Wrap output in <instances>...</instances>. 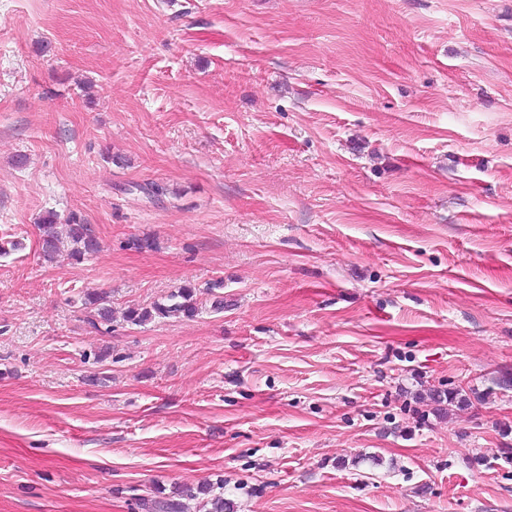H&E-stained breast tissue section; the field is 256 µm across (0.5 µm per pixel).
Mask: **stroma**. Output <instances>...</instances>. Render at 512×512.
I'll return each mask as SVG.
<instances>
[{"instance_id": "1", "label": "stroma", "mask_w": 512, "mask_h": 512, "mask_svg": "<svg viewBox=\"0 0 512 512\" xmlns=\"http://www.w3.org/2000/svg\"><path fill=\"white\" fill-rule=\"evenodd\" d=\"M4 241L0 512H512V0H0ZM58 216L54 212H47L43 216L40 224H37L40 233L41 252L45 259L52 260L55 254L60 250L63 243L59 232L57 231ZM64 226L66 227V237L71 244L70 257L74 264H80L87 255L99 251L100 242L90 224H86L83 219L72 215L66 220ZM195 289L184 285L169 296L166 304L153 303L150 307H131L124 313V321L131 325L140 326L156 318L183 316L191 318L198 311L194 300ZM104 294L88 293L85 298V304L92 306L94 314L90 324L95 329H99V325H110L113 320V311L110 300ZM185 492L186 496L194 497L190 489L171 492V494L168 495L164 490H161L157 491V495L152 499H140L137 506L138 509L144 512H184L185 504L180 499L184 496Z\"/></svg>"}]
</instances>
